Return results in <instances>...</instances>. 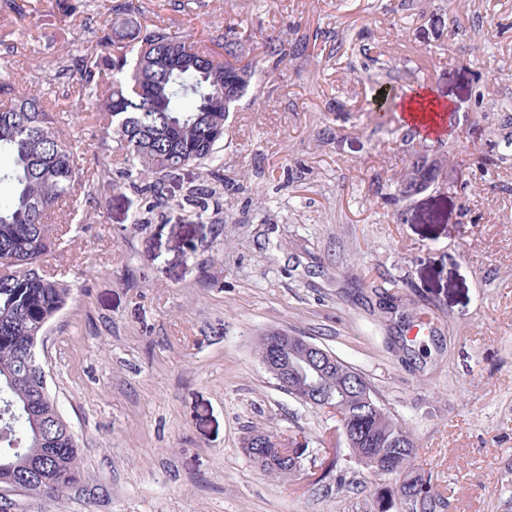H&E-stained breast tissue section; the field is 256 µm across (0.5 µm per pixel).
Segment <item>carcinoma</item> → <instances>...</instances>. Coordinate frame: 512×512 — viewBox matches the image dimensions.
<instances>
[{
  "mask_svg": "<svg viewBox=\"0 0 512 512\" xmlns=\"http://www.w3.org/2000/svg\"><path fill=\"white\" fill-rule=\"evenodd\" d=\"M244 37L224 40V60L192 42L179 41L163 21L138 24L127 45L102 31L112 47L103 57L82 56L77 68L60 57L53 80L78 77V93L96 101L98 119L112 129L136 175L166 171L216 159L224 122L248 94L258 63L242 62ZM302 42L284 45L270 38L264 58L273 68L305 52ZM80 145L62 138L57 113L45 94L21 95L0 84V468L25 472L39 459L51 476V500L84 479L81 448L53 397L43 399L29 357L30 340L67 305L70 286L44 274L45 258L63 238L48 223L51 214L74 200L89 180L106 177L103 168L88 175L77 163ZM321 390L350 432L348 447L379 478L398 473L417 448L406 429L382 406L371 383L355 368L337 362L325 373ZM263 445L242 447L261 471L283 478L301 472L303 461L277 460L274 437L254 431ZM400 494L410 512L433 507V486L425 475L406 474Z\"/></svg>",
  "mask_w": 512,
  "mask_h": 512,
  "instance_id": "carcinoma-1",
  "label": "carcinoma"
}]
</instances>
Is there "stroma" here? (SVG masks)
<instances>
[{"instance_id": "stroma-1", "label": "stroma", "mask_w": 512, "mask_h": 512, "mask_svg": "<svg viewBox=\"0 0 512 512\" xmlns=\"http://www.w3.org/2000/svg\"><path fill=\"white\" fill-rule=\"evenodd\" d=\"M67 2L0 0V80L27 92L62 53L99 51ZM141 3L209 46L240 25L258 72L218 161L134 182L92 101L49 93L80 165H112L93 206L51 217L67 233L45 269L73 291L37 347L85 479L52 501L6 493L9 512H378L401 476L371 474L334 414L278 387L257 354L275 329L366 376L435 512H512V0ZM270 36L308 50L268 67ZM382 86L447 103L444 134L377 111ZM253 429L305 449L307 474L260 472Z\"/></svg>"}]
</instances>
